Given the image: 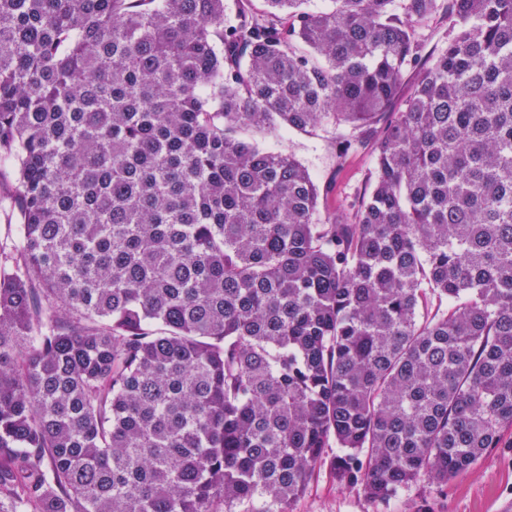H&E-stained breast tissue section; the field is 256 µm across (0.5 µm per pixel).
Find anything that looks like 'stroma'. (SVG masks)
Listing matches in <instances>:
<instances>
[{"mask_svg": "<svg viewBox=\"0 0 512 512\" xmlns=\"http://www.w3.org/2000/svg\"><path fill=\"white\" fill-rule=\"evenodd\" d=\"M242 136L292 155L308 168L324 193L321 217L349 214L358 207L372 168L369 147L340 155L336 130L326 123L307 132L249 129ZM15 186L14 168L0 164V244L4 246L11 244L19 224ZM292 512H512V429H504L498 447L489 449L466 474L445 485L413 482L386 500L370 499L362 490L340 483L331 461H323Z\"/></svg>", "mask_w": 512, "mask_h": 512, "instance_id": "stroma-1", "label": "stroma"}]
</instances>
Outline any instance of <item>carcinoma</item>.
Wrapping results in <instances>:
<instances>
[{
    "instance_id": "cac0c4a2",
    "label": "carcinoma",
    "mask_w": 512,
    "mask_h": 512,
    "mask_svg": "<svg viewBox=\"0 0 512 512\" xmlns=\"http://www.w3.org/2000/svg\"><path fill=\"white\" fill-rule=\"evenodd\" d=\"M0 0V512L384 500L512 428V0ZM416 83L400 103L408 71ZM372 139L319 218L245 127ZM450 21L445 9L439 10L428 22L418 27V35L425 54H436L448 36ZM16 174L11 165L0 164V244L9 247L19 224L15 197Z\"/></svg>"
}]
</instances>
